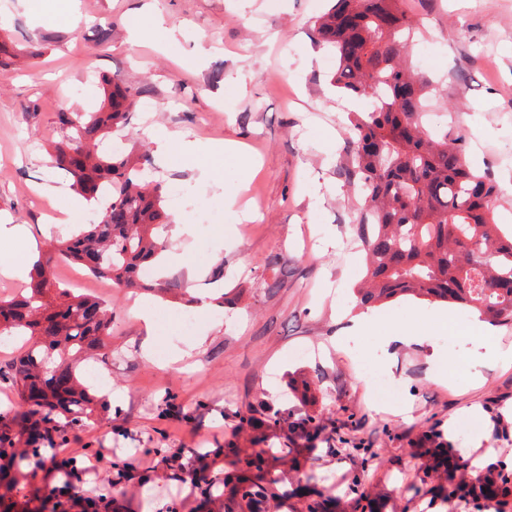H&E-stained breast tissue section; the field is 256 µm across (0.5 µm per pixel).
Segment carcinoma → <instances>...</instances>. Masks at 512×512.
Masks as SVG:
<instances>
[{"instance_id": "obj_1", "label": "carcinoma", "mask_w": 512, "mask_h": 512, "mask_svg": "<svg viewBox=\"0 0 512 512\" xmlns=\"http://www.w3.org/2000/svg\"><path fill=\"white\" fill-rule=\"evenodd\" d=\"M419 30L399 0H331L317 32L335 53V86L346 95L372 101L350 118L355 145L354 178L362 186L356 233L366 255L362 306L403 296L475 310L493 323L512 321V234L495 218L497 184L472 170L462 136L437 137L425 126L427 81L405 62L411 35ZM129 93L112 83L107 106L97 112H61L67 131L55 146L58 168L73 178L86 200L108 194L99 223L52 245L30 273L27 291L0 299V335L32 336L35 343L12 367V380L27 405L18 415L0 416V475L9 478L5 494L17 492L24 505L38 497L27 489L28 470L40 465L45 449L38 440L65 426L108 411L105 399L90 392L77 374L86 354H101L112 336L114 310L105 301L64 288L53 275L54 261H67L125 288L168 293L172 280L145 281L139 270L153 265L167 247L163 187L144 178L149 156L102 154L99 142L127 124ZM234 436L224 441L229 469L206 473V456H197L191 476L197 510L224 499V512H281L284 501L298 498L296 512H336V496L306 476L301 490L283 486L280 467L303 470L317 448L315 417L306 414L262 418L249 409L237 414ZM284 424L277 441L271 425ZM328 451L360 450L362 443L343 434L327 437ZM417 445L432 459L414 496L430 494L458 512H481L497 499L505 512L512 495V474L502 464L488 466L470 481L459 477L462 464L448 459V440L436 429L422 432ZM350 512L372 505L358 475L347 486Z\"/></svg>"}]
</instances>
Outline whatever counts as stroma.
<instances>
[{"label": "stroma", "mask_w": 512, "mask_h": 512, "mask_svg": "<svg viewBox=\"0 0 512 512\" xmlns=\"http://www.w3.org/2000/svg\"><path fill=\"white\" fill-rule=\"evenodd\" d=\"M138 0H46L49 17L33 14L26 0H0V46L10 54L0 67V221L24 227L45 253L43 229L49 212L35 188L57 193L65 208L71 193L51 159L64 133L61 112H95L106 82L120 79L130 92L127 125L118 130L124 152L148 154L156 180L186 193L166 198L169 221L194 225L195 235L175 243L198 269L194 279L175 278L188 294L211 297L223 288L222 313H195L194 334L204 337L188 364H158L155 353L185 348L191 335L165 326V311H186L178 297L127 291L65 262L57 279L114 306L107 358L98 369L118 390L110 413L68 429L71 448L100 452L92 473L80 472L76 488L111 503L113 512H191L195 485L174 477L167 464L115 478V461L144 457L147 450L183 451L185 456L223 447L246 407L311 413L325 426L361 438L374 457L313 451L308 467L335 483L344 497L347 478L364 472L380 489L376 512H427V498L407 487L425 463L414 441L423 430L442 432L460 458L478 451L485 463L512 461V363L475 364L467 335L432 334L437 303L399 299L376 308L369 331L348 335L341 316L355 303L353 288L363 266L355 234L358 193L346 176L352 148L331 83V53L315 23L328 0H155L154 10L176 27L177 44L157 48L152 40L128 42L127 13ZM77 7L78 29L63 15ZM421 20L417 43L432 56H408L431 81L427 127L461 134L467 155L490 174L501 192V222L512 225V0H401ZM109 29L100 39V29ZM238 80V96L224 93ZM157 105L142 112L143 101ZM177 131L206 151L236 142L252 167L228 162L227 182L246 186L239 204L253 217L244 230L226 223L224 191L201 187L190 161L159 150L149 126ZM276 265H268L269 257ZM150 307L145 324L139 311ZM427 331L426 342L404 346L382 367L398 387L396 397L370 400L371 381L351 368L352 351L367 363L384 337L405 328ZM303 346L310 358H296ZM447 372L435 383L434 370ZM482 408L479 427L462 431L463 409ZM224 469L210 460L211 473Z\"/></svg>", "instance_id": "stroma-1"}]
</instances>
